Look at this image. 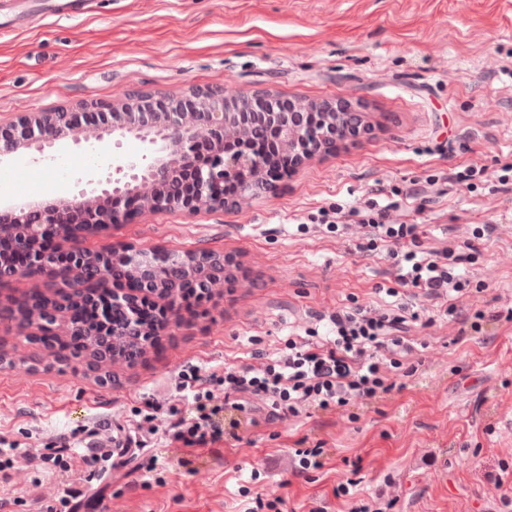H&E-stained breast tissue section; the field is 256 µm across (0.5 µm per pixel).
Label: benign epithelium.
I'll return each mask as SVG.
<instances>
[{
	"mask_svg": "<svg viewBox=\"0 0 512 512\" xmlns=\"http://www.w3.org/2000/svg\"><path fill=\"white\" fill-rule=\"evenodd\" d=\"M283 103V97L268 90L248 94L196 88L179 96L138 93L112 105L80 103L53 112H26L13 122L1 123L0 160L34 151L42 155L64 140L92 146L111 134L135 136L155 146L149 161L128 160L116 166L117 177L100 181L89 191L83 189L70 199L49 205L17 203L1 213L0 241H8L15 251L27 255V261L14 267L9 278L23 277L35 268L53 272L65 257L70 273L55 276L50 288L79 296L85 293L86 272L104 285L112 278V267L119 266L133 283V291L162 290L171 322H176L178 289L201 281L212 288L222 287L229 276L224 257L211 252L96 250L69 242L70 236L96 233L164 210L193 214L203 208L222 209L229 203L224 198V182L229 180L238 184L237 198L241 200L270 195L279 182L275 158L245 148L229 151L226 142L247 141L274 129L279 134L277 152L293 153L302 163L335 152L336 132L350 125L354 112L345 100H297L289 109ZM202 152L207 164L195 173L193 195L170 198L169 187L181 165ZM173 267L181 270V279L174 284L168 276ZM131 306L129 295L113 296L100 315L106 324L123 314L122 327L112 331L118 340L129 335L132 322H141L140 313L129 315ZM27 313L42 328L53 327L60 320L68 333L81 328L76 317H64L50 308L30 307Z\"/></svg>",
	"mask_w": 512,
	"mask_h": 512,
	"instance_id": "1",
	"label": "benign epithelium"
}]
</instances>
